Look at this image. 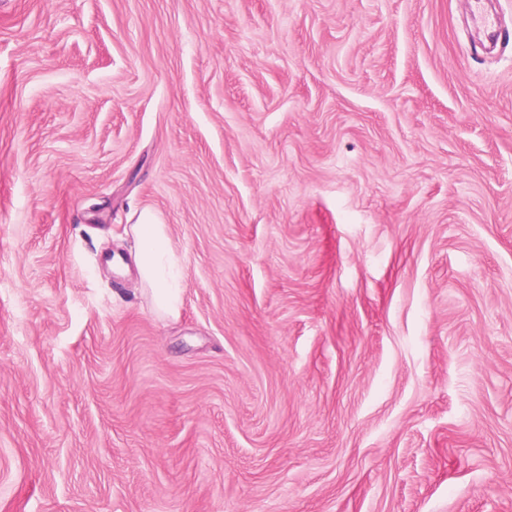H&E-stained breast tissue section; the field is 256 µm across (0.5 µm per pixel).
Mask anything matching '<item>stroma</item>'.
Here are the masks:
<instances>
[{
	"instance_id": "stroma-1",
	"label": "stroma",
	"mask_w": 512,
	"mask_h": 512,
	"mask_svg": "<svg viewBox=\"0 0 512 512\" xmlns=\"http://www.w3.org/2000/svg\"><path fill=\"white\" fill-rule=\"evenodd\" d=\"M493 7L0 0V512H512ZM131 231L138 243L136 266L142 294L147 295L154 313L175 318L182 305L184 283L171 246L168 227L150 210L138 215Z\"/></svg>"
}]
</instances>
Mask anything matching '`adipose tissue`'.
I'll return each mask as SVG.
<instances>
[{
    "mask_svg": "<svg viewBox=\"0 0 512 512\" xmlns=\"http://www.w3.org/2000/svg\"><path fill=\"white\" fill-rule=\"evenodd\" d=\"M131 231L138 243L136 266L142 292L157 316L177 317L184 283L171 246L168 227L152 211L140 212Z\"/></svg>",
    "mask_w": 512,
    "mask_h": 512,
    "instance_id": "adipose-tissue-1",
    "label": "adipose tissue"
}]
</instances>
